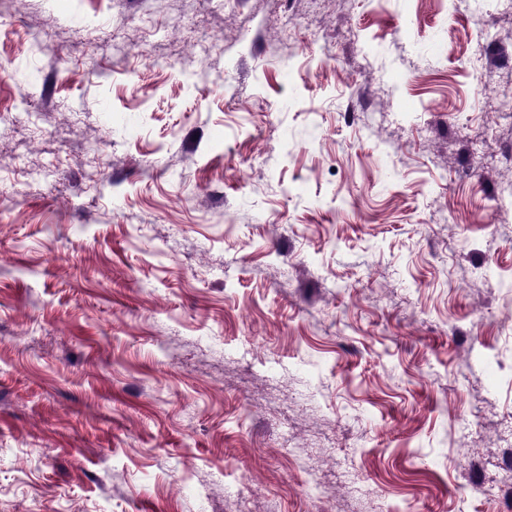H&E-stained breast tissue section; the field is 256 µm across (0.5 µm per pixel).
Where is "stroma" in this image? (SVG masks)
I'll list each match as a JSON object with an SVG mask.
<instances>
[{
  "instance_id": "obj_1",
  "label": "stroma",
  "mask_w": 512,
  "mask_h": 512,
  "mask_svg": "<svg viewBox=\"0 0 512 512\" xmlns=\"http://www.w3.org/2000/svg\"><path fill=\"white\" fill-rule=\"evenodd\" d=\"M490 26L512 46L494 0H0V512H512Z\"/></svg>"
}]
</instances>
